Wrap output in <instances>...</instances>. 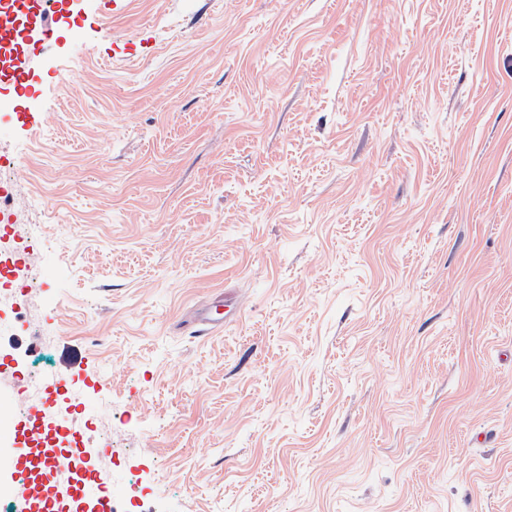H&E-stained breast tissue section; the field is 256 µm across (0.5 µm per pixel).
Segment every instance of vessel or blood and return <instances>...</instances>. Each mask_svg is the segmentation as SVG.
<instances>
[{
	"instance_id": "1",
	"label": "vessel or blood",
	"mask_w": 512,
	"mask_h": 512,
	"mask_svg": "<svg viewBox=\"0 0 512 512\" xmlns=\"http://www.w3.org/2000/svg\"><path fill=\"white\" fill-rule=\"evenodd\" d=\"M67 0H0V76L24 84L31 69L24 45L29 27L44 25L49 14L63 13ZM69 382L58 376L48 380L37 409L21 416L13 430L23 453L0 458V469L10 470L15 477V491L26 502L27 512H56L53 479L69 470L71 451L60 448L67 438V427L53 418V403Z\"/></svg>"
}]
</instances>
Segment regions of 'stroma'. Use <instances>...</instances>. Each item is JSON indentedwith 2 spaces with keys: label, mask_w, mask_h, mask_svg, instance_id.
I'll return each instance as SVG.
<instances>
[{
  "label": "stroma",
  "mask_w": 512,
  "mask_h": 512,
  "mask_svg": "<svg viewBox=\"0 0 512 512\" xmlns=\"http://www.w3.org/2000/svg\"><path fill=\"white\" fill-rule=\"evenodd\" d=\"M76 8L0 125L9 416L69 373L113 512H512V0ZM224 306L228 309L232 310V314L226 316L224 318ZM236 307H232L231 304H225V300L216 299L206 311L202 314L200 318V322L203 324L204 329H202L198 334V336H204L211 333L214 330H217L224 326V323H229L234 318V313L236 311Z\"/></svg>",
  "instance_id": "35a3bbf8"
}]
</instances>
